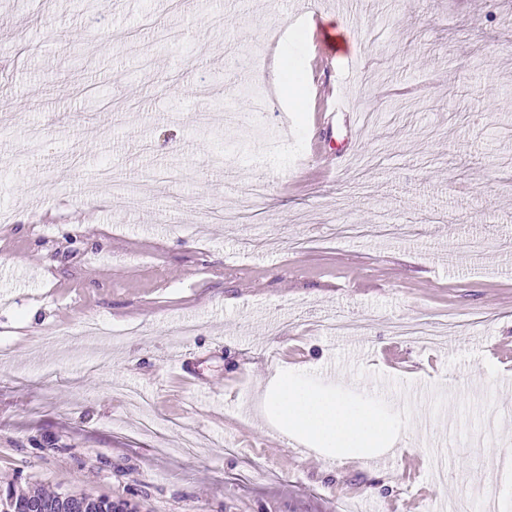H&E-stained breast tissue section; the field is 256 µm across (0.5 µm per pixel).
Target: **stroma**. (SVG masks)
<instances>
[{"mask_svg":"<svg viewBox=\"0 0 512 512\" xmlns=\"http://www.w3.org/2000/svg\"><path fill=\"white\" fill-rule=\"evenodd\" d=\"M305 13L340 20L362 117L329 174L307 148ZM0 45L1 485L139 512L512 496L493 454L512 372L474 343L512 342V0H0ZM258 178L261 206L225 222ZM425 311L464 326L394 335ZM281 368L410 421L389 468L275 443Z\"/></svg>","mask_w":512,"mask_h":512,"instance_id":"35a3bbf8","label":"stroma"}]
</instances>
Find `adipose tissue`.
<instances>
[{"mask_svg":"<svg viewBox=\"0 0 512 512\" xmlns=\"http://www.w3.org/2000/svg\"><path fill=\"white\" fill-rule=\"evenodd\" d=\"M280 390L262 400L291 430L319 440L329 448L350 452L394 447L412 427L399 414L378 411L370 402L328 397L300 386L295 376L280 377Z\"/></svg>","mask_w":512,"mask_h":512,"instance_id":"ef3b65f1","label":"adipose tissue"}]
</instances>
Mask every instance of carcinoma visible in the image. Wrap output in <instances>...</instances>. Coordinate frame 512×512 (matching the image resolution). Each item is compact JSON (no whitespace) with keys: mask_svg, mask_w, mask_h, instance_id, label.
<instances>
[{"mask_svg":"<svg viewBox=\"0 0 512 512\" xmlns=\"http://www.w3.org/2000/svg\"><path fill=\"white\" fill-rule=\"evenodd\" d=\"M81 499L63 493L35 490L17 493L13 486L0 485V512H136V507L124 500L114 501L110 496L79 493Z\"/></svg>","mask_w":512,"mask_h":512,"instance_id":"1","label":"carcinoma"}]
</instances>
